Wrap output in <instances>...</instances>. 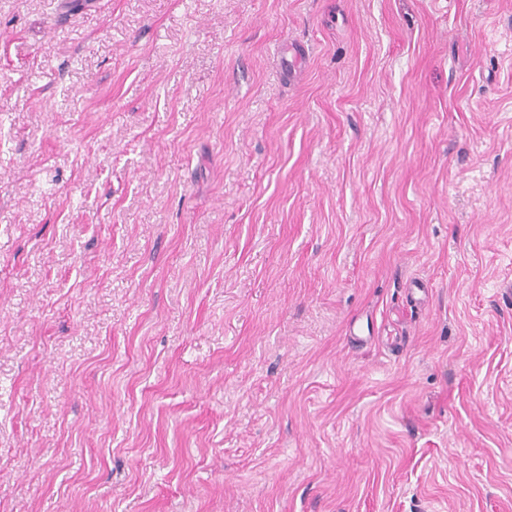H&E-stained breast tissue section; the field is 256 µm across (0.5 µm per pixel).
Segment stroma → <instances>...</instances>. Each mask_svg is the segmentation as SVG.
<instances>
[{
    "instance_id": "stroma-1",
    "label": "stroma",
    "mask_w": 512,
    "mask_h": 512,
    "mask_svg": "<svg viewBox=\"0 0 512 512\" xmlns=\"http://www.w3.org/2000/svg\"><path fill=\"white\" fill-rule=\"evenodd\" d=\"M0 512H512V0H0Z\"/></svg>"
}]
</instances>
